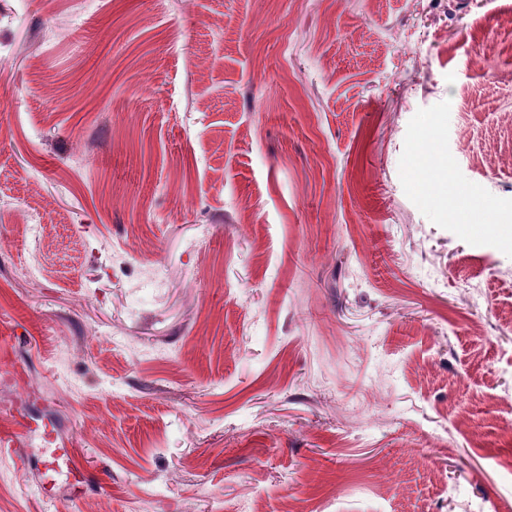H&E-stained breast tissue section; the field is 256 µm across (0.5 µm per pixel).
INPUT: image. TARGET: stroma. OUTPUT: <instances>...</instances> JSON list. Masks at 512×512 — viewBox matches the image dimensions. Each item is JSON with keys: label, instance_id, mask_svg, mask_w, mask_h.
<instances>
[{"label": "stroma", "instance_id": "1", "mask_svg": "<svg viewBox=\"0 0 512 512\" xmlns=\"http://www.w3.org/2000/svg\"><path fill=\"white\" fill-rule=\"evenodd\" d=\"M511 145L512 0H0V512H512ZM45 473L50 477L64 474L69 480L76 478L80 469L75 448H56L43 462Z\"/></svg>", "mask_w": 512, "mask_h": 512}]
</instances>
